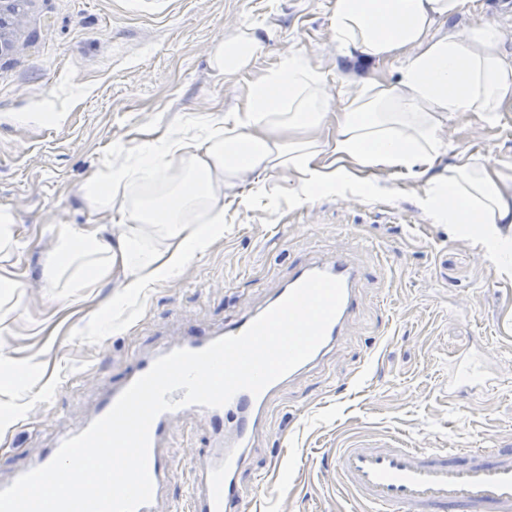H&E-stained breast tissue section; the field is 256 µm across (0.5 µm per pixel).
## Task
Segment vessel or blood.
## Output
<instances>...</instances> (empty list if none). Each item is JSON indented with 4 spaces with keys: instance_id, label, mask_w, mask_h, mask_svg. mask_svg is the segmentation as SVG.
<instances>
[{
    "instance_id": "obj_1",
    "label": "vessel or blood",
    "mask_w": 512,
    "mask_h": 512,
    "mask_svg": "<svg viewBox=\"0 0 512 512\" xmlns=\"http://www.w3.org/2000/svg\"><path fill=\"white\" fill-rule=\"evenodd\" d=\"M315 272L341 280L344 298L323 342L288 373L291 381L316 369L335 350L360 307L363 271L340 252L330 259L315 257L295 265L266 301V308L279 304ZM257 315L253 309L226 318L211 329L183 332L177 341L141 357L130 380L146 374L158 357L174 350L196 352L217 339L242 334ZM476 360V355L468 352L453 355L448 371L449 395L463 398L498 386V376L477 366ZM278 389L274 383L257 396L242 390L224 406L202 411L194 405H181V392L172 393L178 409L159 414L150 427L148 472L155 500L163 496L171 480L173 459L166 447L173 424L181 416L201 411L210 423L214 443L189 464V512H248L241 477L265 431L268 409ZM330 468L357 512H512V450L507 448H409L396 440L380 445L357 441L339 449ZM155 500L140 506L138 512H156Z\"/></svg>"
}]
</instances>
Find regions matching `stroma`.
I'll return each mask as SVG.
<instances>
[{
	"label": "stroma",
	"mask_w": 512,
	"mask_h": 512,
	"mask_svg": "<svg viewBox=\"0 0 512 512\" xmlns=\"http://www.w3.org/2000/svg\"><path fill=\"white\" fill-rule=\"evenodd\" d=\"M474 0L437 34L467 35L494 22L512 52V8ZM332 0H24L12 49L0 55V206L17 215L20 246L10 270L20 305L0 298V480L51 444L63 425L86 421L99 394L179 328L204 329L256 308L313 255L353 253L364 266L362 303L340 345L319 368L283 387L249 465L242 494L253 512H353L324 463L354 437H402L415 448H512V266L494 259L483 234L439 224L421 181L390 168L369 172L377 190L315 192L302 206L293 180L270 174L248 201L224 200V236L172 281L108 311L120 294L107 278L61 305L44 276L61 224H106L82 187L103 165L123 164L142 142L177 129L190 113L244 105L253 82L296 53L325 76L330 111L354 94V76L391 83L399 62L348 70L329 29ZM246 24L270 35L251 71L225 77L209 64L217 40ZM439 137L442 166L465 150L512 162V100L500 112L454 113ZM114 329L95 332L102 316ZM486 346L499 387L448 397V354ZM208 420L176 421L168 451L177 468L157 512H172ZM267 470L264 486L252 475Z\"/></svg>",
	"instance_id": "1"
}]
</instances>
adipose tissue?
<instances>
[{
    "instance_id": "obj_1",
    "label": "adipose tissue",
    "mask_w": 512,
    "mask_h": 512,
    "mask_svg": "<svg viewBox=\"0 0 512 512\" xmlns=\"http://www.w3.org/2000/svg\"><path fill=\"white\" fill-rule=\"evenodd\" d=\"M466 0H333L329 28L352 60H403L397 83L361 77L343 111L329 115L322 73L301 56L282 58L252 85L244 107L195 115L162 137L143 142L132 164L108 165L82 187L88 205L115 212L120 223L60 225L57 257L46 276L85 288L106 275L120 278L124 298L178 276L193 257L224 235V193L250 177L275 171L297 180V203L317 190L359 192L354 166L405 170L424 180L436 220L474 228L498 225L486 239L500 262H512V164L476 163L461 151L447 174H435L437 135L453 113L500 111L512 99V54L497 28L480 22L467 38L435 37L433 28L464 14ZM264 48L256 27L218 40L210 55L217 73L252 68ZM333 119L335 136L316 133ZM178 172H168L172 161ZM153 238L141 235L142 225Z\"/></svg>"
}]
</instances>
